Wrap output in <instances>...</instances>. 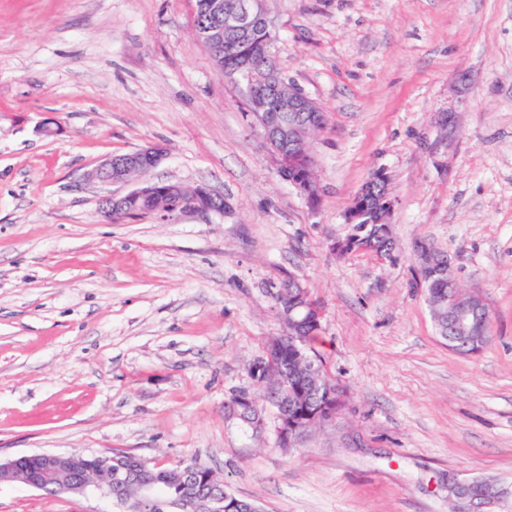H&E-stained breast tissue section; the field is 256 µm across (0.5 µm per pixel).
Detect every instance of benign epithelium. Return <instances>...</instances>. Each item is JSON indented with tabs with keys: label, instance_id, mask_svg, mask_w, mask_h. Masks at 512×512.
Segmentation results:
<instances>
[{
	"label": "benign epithelium",
	"instance_id": "obj_1",
	"mask_svg": "<svg viewBox=\"0 0 512 512\" xmlns=\"http://www.w3.org/2000/svg\"><path fill=\"white\" fill-rule=\"evenodd\" d=\"M212 10L224 14V23L199 33V38L215 48L224 42V34L231 33L243 49L248 60L245 69L244 94L249 115L259 129L264 145L271 155L277 175L291 185L316 209L321 198V186L315 174L310 138L325 128L327 117L317 103L298 89L288 95V103L280 100L282 77L274 64L272 41L255 42L254 24L265 30L272 29L265 12L263 0H213ZM167 149L159 143L148 144L133 152L110 155L88 174V178L103 184L136 186L123 194H111L101 200V213L108 219L128 217L129 202L138 198L157 202L154 213L162 220L185 214L207 218L224 213V204L216 202L218 195L205 186L188 188L179 182H140L138 178L156 168L166 157ZM389 176L378 168L364 183L345 214L347 224H371L365 237L347 236L334 240L330 250L345 255L355 249H372L381 260L394 258L395 240L388 216L395 201L388 188ZM418 258V287L426 289L436 329L448 341L452 350L461 348L471 353L480 351L488 342L487 321L489 310L481 294L461 287L448 259L439 255L423 241L415 244ZM277 316L283 326L281 335L271 338L263 355L253 364L252 380L272 390L276 425L274 434L280 448H299L310 431L335 419L336 404L343 401V391L323 377L315 361L294 369V376L307 386L308 397L323 398L314 410L303 419L293 416L295 403L288 398L283 383L272 386L271 369L286 360L288 348L296 350L295 357H306L303 343L308 329L318 331L322 326L323 309L311 303L309 289L300 281L288 279V290L282 292L275 303ZM232 414L246 424L255 435L267 430V422L248 391H240L232 400ZM150 461L143 459L139 471L121 464H112V458H100L97 465H90L88 456L77 453H36L0 461V481L21 478V482L40 491L54 494H79L94 487L109 499L126 500V488L137 486V497L128 512H159L166 502L160 498L159 489L141 479ZM174 480L181 483L183 493L179 512H195L196 487L193 468L178 471ZM508 490L493 478L460 480L448 476V503L451 512H486V508L505 497ZM213 512H266L257 502L244 500L232 492L213 488Z\"/></svg>",
	"mask_w": 512,
	"mask_h": 512
}]
</instances>
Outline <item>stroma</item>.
<instances>
[{"instance_id": "stroma-1", "label": "stroma", "mask_w": 512, "mask_h": 512, "mask_svg": "<svg viewBox=\"0 0 512 512\" xmlns=\"http://www.w3.org/2000/svg\"><path fill=\"white\" fill-rule=\"evenodd\" d=\"M265 9L282 76L327 116L314 210L196 36L195 0H0V458L196 460L266 512H449L452 474L512 487V0ZM151 143L168 155L147 180L205 186L223 214L103 217L125 188L89 172ZM378 168L394 260L334 255ZM419 240L483 296L478 353L438 335ZM290 277L323 308L318 349L345 405L285 450L227 405L263 398L248 366L282 332L274 295ZM0 512L112 502L0 482Z\"/></svg>"}]
</instances>
